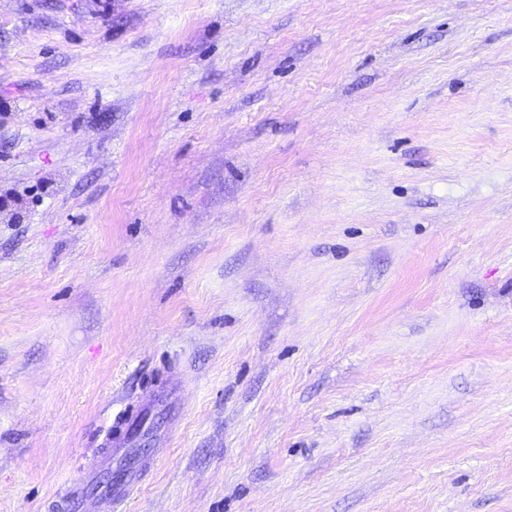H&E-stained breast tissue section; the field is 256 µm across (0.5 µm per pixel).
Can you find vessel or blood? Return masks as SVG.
<instances>
[{"mask_svg": "<svg viewBox=\"0 0 512 512\" xmlns=\"http://www.w3.org/2000/svg\"><path fill=\"white\" fill-rule=\"evenodd\" d=\"M172 388L162 385L152 390L138 408L125 412L123 421L112 429L109 442L111 450L127 447L131 440V428L138 425L144 411L165 406ZM112 466L110 454L102 456L95 469L89 470L73 480L66 491L53 503L54 512H115L118 505L127 502L136 486L135 481L113 487H105L95 498H88L85 486L96 479L99 470Z\"/></svg>", "mask_w": 512, "mask_h": 512, "instance_id": "obj_1", "label": "vessel or blood"}]
</instances>
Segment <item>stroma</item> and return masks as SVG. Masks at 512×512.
<instances>
[{
	"label": "stroma",
	"mask_w": 512,
	"mask_h": 512,
	"mask_svg": "<svg viewBox=\"0 0 512 512\" xmlns=\"http://www.w3.org/2000/svg\"><path fill=\"white\" fill-rule=\"evenodd\" d=\"M170 377L120 512H512V0H0V512Z\"/></svg>",
	"instance_id": "1"
}]
</instances>
